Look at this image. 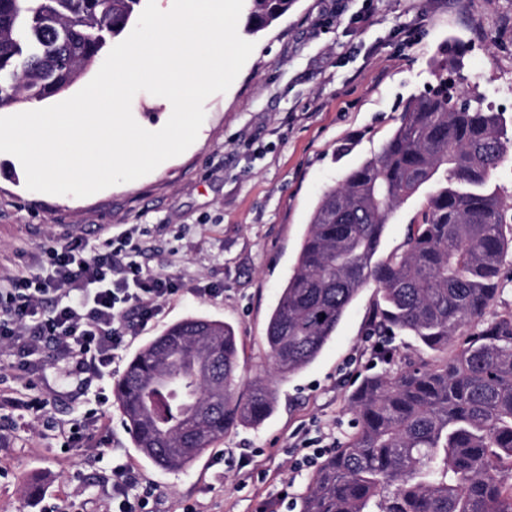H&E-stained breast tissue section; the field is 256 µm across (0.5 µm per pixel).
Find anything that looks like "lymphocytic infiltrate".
<instances>
[{
  "label": "lymphocytic infiltrate",
  "mask_w": 512,
  "mask_h": 512,
  "mask_svg": "<svg viewBox=\"0 0 512 512\" xmlns=\"http://www.w3.org/2000/svg\"><path fill=\"white\" fill-rule=\"evenodd\" d=\"M134 234L124 230L94 256L72 239L54 247L36 275L9 277L0 288V349L50 355L66 381L111 371L132 321L150 320L177 292L173 279L134 260ZM150 495L130 464L113 466L112 512H146Z\"/></svg>",
  "instance_id": "obj_1"
}]
</instances>
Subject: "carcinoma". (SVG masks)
<instances>
[{"label": "carcinoma", "mask_w": 512, "mask_h": 512, "mask_svg": "<svg viewBox=\"0 0 512 512\" xmlns=\"http://www.w3.org/2000/svg\"><path fill=\"white\" fill-rule=\"evenodd\" d=\"M141 2L0 0V111L68 89ZM294 3L248 0V31ZM511 147L501 114L462 105L439 78L375 157L321 195L269 317L266 375L242 385L234 328L202 316L130 359L113 397L141 455L180 472L230 428L261 425L277 381L318 357L373 281L382 302L368 335L406 332L437 357L362 378L347 398L352 431L314 470L300 512H512V314L484 321L512 249V209L492 185ZM425 188L404 244L379 255L396 209Z\"/></svg>", "instance_id": "obj_1"}]
</instances>
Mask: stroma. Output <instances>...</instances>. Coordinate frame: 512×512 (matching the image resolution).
I'll use <instances>...</instances> for the list:
<instances>
[{
	"instance_id": "35a3bbf8",
	"label": "stroma",
	"mask_w": 512,
	"mask_h": 512,
	"mask_svg": "<svg viewBox=\"0 0 512 512\" xmlns=\"http://www.w3.org/2000/svg\"><path fill=\"white\" fill-rule=\"evenodd\" d=\"M252 40L230 88L206 100L196 141L134 183L44 196L27 189L17 157L0 153V272L32 274L58 242L94 249L135 224L139 262L178 288L103 378L60 389L51 358L25 371L0 356V512H109L112 468L123 461L151 488V512H299L313 469L296 465L297 448H334L348 430V395L385 368L367 340L375 284L359 291L318 358L278 382L268 419L231 429L186 471H165L135 448L111 401L116 376L193 315L231 324L241 375L260 374L268 316L319 196L380 151L440 71L512 122V0H296ZM14 399L43 409H14ZM88 411L100 426L68 443Z\"/></svg>"
}]
</instances>
